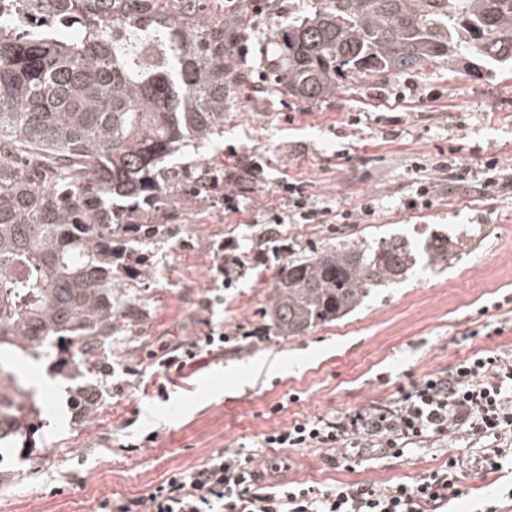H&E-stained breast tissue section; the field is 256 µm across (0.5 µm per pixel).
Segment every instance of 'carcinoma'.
<instances>
[{
    "mask_svg": "<svg viewBox=\"0 0 512 512\" xmlns=\"http://www.w3.org/2000/svg\"><path fill=\"white\" fill-rule=\"evenodd\" d=\"M48 24L0 19V345L57 342L88 372L112 338L122 279L145 277L130 249L164 234L149 223L189 143L224 137V102L250 69L224 31V0H28ZM271 43L264 78L323 100L348 78L471 75L512 61V0H306ZM396 238L338 245L288 262L270 305L283 336L359 308L417 260ZM36 407L0 361V444Z\"/></svg>",
    "mask_w": 512,
    "mask_h": 512,
    "instance_id": "cac0c4a2",
    "label": "carcinoma"
}]
</instances>
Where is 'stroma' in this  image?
<instances>
[{
    "mask_svg": "<svg viewBox=\"0 0 512 512\" xmlns=\"http://www.w3.org/2000/svg\"><path fill=\"white\" fill-rule=\"evenodd\" d=\"M301 0H276L256 17L247 63L261 80L274 32ZM263 167L244 214H225L224 186L212 183L192 203L170 190L156 214L166 233L138 246L152 282L127 281V300L96 373L52 367L57 353L20 359L42 414L34 432L0 463V512H95L106 495L150 492L176 470L219 450L259 442L295 418H331L393 400L399 385L448 372L483 349L512 352V193L479 192L486 158L512 173V65L462 76L441 67L426 74L351 80L330 98L302 101L261 91L231 96L223 141L188 147L176 159L180 180L201 167L224 170L231 152ZM450 161L465 180L437 169ZM433 183V204L405 209L419 174ZM300 184L322 218L285 224L259 241L250 215L288 207L282 183ZM375 200L377 212L356 224L347 212ZM396 236L410 244L455 241L457 256L416 267L381 288L351 315L298 336L280 335L269 304L286 262L345 241ZM264 250L233 287L215 268L219 246ZM210 306H202L203 298ZM501 309H494V302ZM233 335L222 356L190 375H172L168 398L138 370L144 345L157 338L192 340L209 330ZM298 402H289L290 394ZM284 467L271 483L413 481L438 467L433 454H384L354 470H334L321 451L263 449Z\"/></svg>",
    "mask_w": 512,
    "mask_h": 512,
    "instance_id": "1",
    "label": "stroma"
}]
</instances>
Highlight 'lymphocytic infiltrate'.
Here are the masks:
<instances>
[{
  "mask_svg": "<svg viewBox=\"0 0 512 512\" xmlns=\"http://www.w3.org/2000/svg\"><path fill=\"white\" fill-rule=\"evenodd\" d=\"M256 163L237 158L225 167L224 210L246 211L255 191ZM226 333L189 342L164 340L146 351L158 374V397H166L170 373H182L222 353ZM465 444L436 469L412 482L336 483L319 488L292 482L262 490L280 461L252 450L218 451L202 465L170 474L149 493L104 497L96 512H446L461 499L462 480L484 479L512 461V353L480 351L449 373H431L401 387L389 404L333 419H297L262 438L266 448L323 451L331 469H350L377 451L400 458L443 440Z\"/></svg>",
  "mask_w": 512,
  "mask_h": 512,
  "instance_id": "1",
  "label": "lymphocytic infiltrate"
}]
</instances>
